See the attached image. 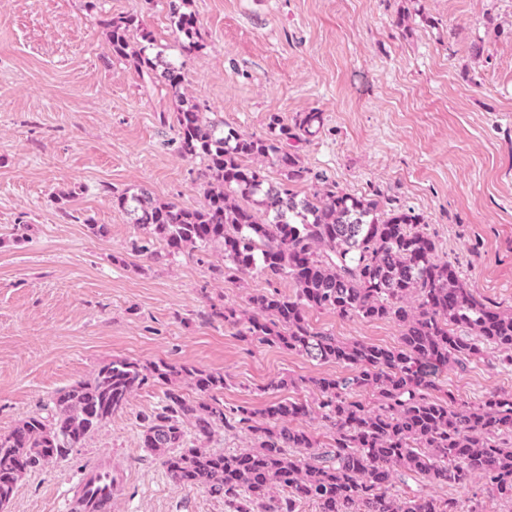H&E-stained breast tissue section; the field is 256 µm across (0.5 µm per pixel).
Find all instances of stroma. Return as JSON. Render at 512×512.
<instances>
[{
	"mask_svg": "<svg viewBox=\"0 0 512 512\" xmlns=\"http://www.w3.org/2000/svg\"><path fill=\"white\" fill-rule=\"evenodd\" d=\"M140 13L172 44L168 0H100ZM204 48L186 59L183 91L207 116L253 136L272 118L318 112L297 153L312 174L355 196L423 216L439 257L480 299L512 308V0H192ZM177 99L112 56L83 0H0V431L115 358L224 376L225 406L259 410L308 398L301 380L348 375L275 345H252L214 316L268 283L219 273L213 249L150 256L144 230L112 202L144 188L196 208L204 164L183 159ZM25 225L15 241V225ZM104 225V235L92 225ZM344 341L398 344L387 321L313 312ZM290 380L270 392V382ZM460 402L512 393L488 362L448 369ZM149 382L67 459L29 473L8 512H66L85 462L111 455L125 480L111 512H225L223 497L177 485L142 444Z\"/></svg>",
	"mask_w": 512,
	"mask_h": 512,
	"instance_id": "35a3bbf8",
	"label": "stroma"
}]
</instances>
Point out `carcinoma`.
<instances>
[{
    "instance_id": "cac0c4a2",
    "label": "carcinoma",
    "mask_w": 512,
    "mask_h": 512,
    "mask_svg": "<svg viewBox=\"0 0 512 512\" xmlns=\"http://www.w3.org/2000/svg\"><path fill=\"white\" fill-rule=\"evenodd\" d=\"M169 0L173 53L158 49L136 13L100 18L112 56L132 61L179 97L174 128L182 157L205 163L198 208L128 190L112 201L168 253L219 248L224 273L290 280L295 293L258 291L248 308L224 307V324L259 344H277L348 376L310 380L314 401L274 398L260 411L225 407L224 375L166 363L144 366L114 359L88 380L60 390L44 406L0 432V505L11 504L29 473L63 459L123 410L153 379L167 385L162 405L142 418L143 447L175 482L224 497L231 512H481L453 497L396 489L406 471L443 487L482 483L512 504V395L491 393L462 404L439 396L438 374L466 368L490 352H505L512 370V310L480 301L455 264L437 247L412 209L385 208L325 184L298 197L309 170L284 140L307 141L322 115L305 112L294 127L271 119L270 136H244L182 98L184 58L202 48L197 19ZM276 170L278 181L267 169ZM391 321L399 344L388 348L340 341L314 327L311 312ZM190 380L187 398L175 386ZM251 430L255 448L226 453L207 448L216 429ZM198 444L186 446L188 433Z\"/></svg>"
}]
</instances>
